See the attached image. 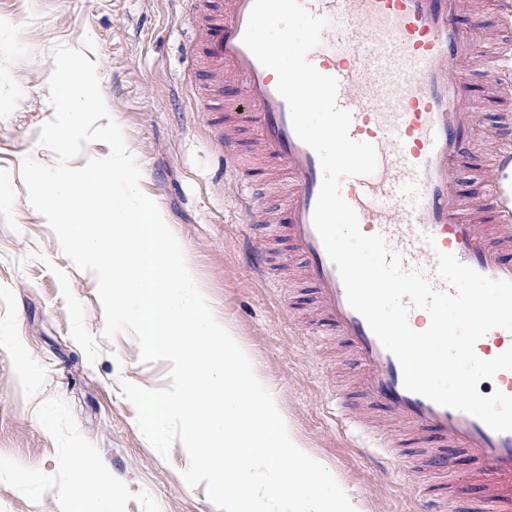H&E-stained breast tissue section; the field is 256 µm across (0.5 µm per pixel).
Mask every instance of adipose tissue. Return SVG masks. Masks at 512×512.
Segmentation results:
<instances>
[{"label": "adipose tissue", "instance_id": "ef3b65f1", "mask_svg": "<svg viewBox=\"0 0 512 512\" xmlns=\"http://www.w3.org/2000/svg\"><path fill=\"white\" fill-rule=\"evenodd\" d=\"M72 483L67 490L70 512H112V479L84 456L70 462Z\"/></svg>", "mask_w": 512, "mask_h": 512}]
</instances>
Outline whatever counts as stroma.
I'll list each match as a JSON object with an SVG mask.
<instances>
[{
	"label": "stroma",
	"mask_w": 512,
	"mask_h": 512,
	"mask_svg": "<svg viewBox=\"0 0 512 512\" xmlns=\"http://www.w3.org/2000/svg\"><path fill=\"white\" fill-rule=\"evenodd\" d=\"M492 36L483 52L512 56L502 28L512 0H485ZM196 20L188 0H0V82L13 89L0 112V512H68L62 493L70 461L80 453L112 478V512H218L204 486H188L189 456L181 443L160 455L136 424L122 386L169 387L170 362L143 363L126 332L104 339L96 276L74 266L20 177L25 158L56 162L40 146L52 119L48 82L51 50L62 44L97 65L112 119L141 171L140 186L165 217L200 290L253 359L288 425L313 455L332 468L363 512H421L426 470L402 458L381 464L380 451L348 427L339 401L353 398L358 370L343 340L315 344L304 315L314 297L307 281L278 267L252 266L268 228L245 225L237 209L240 185L264 182L258 208L282 213V186L253 169L250 132H240L239 162L226 160L205 103L202 76L192 70ZM499 109L478 102L471 156L456 171L461 189L488 180L512 184L496 171ZM26 471L37 483L19 484Z\"/></svg>",
	"instance_id": "35a3bbf8"
}]
</instances>
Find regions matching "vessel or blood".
Here are the masks:
<instances>
[{"label": "vessel or blood", "mask_w": 512, "mask_h": 512, "mask_svg": "<svg viewBox=\"0 0 512 512\" xmlns=\"http://www.w3.org/2000/svg\"><path fill=\"white\" fill-rule=\"evenodd\" d=\"M300 3L328 20L308 61L337 79V102L352 115L351 139L377 151L372 175L341 180L361 232L382 235L405 267L420 269L439 291L449 288L435 272L440 251L489 278L512 281V194L497 186L469 198L453 179L474 131L473 96L461 75L485 35L477 0ZM252 6L253 0H224L219 16L199 33L200 53L217 77L229 79L225 112L254 130L263 165L288 183L285 235L321 307L318 329L345 339L362 368L356 390L362 414L353 426L406 460L413 443L432 445L442 494L428 500L426 512H512V432L494 431L469 413L408 391L397 358L349 305L313 223L323 181L319 157L297 137L276 73L243 43ZM483 91L500 102L512 96V81L493 67ZM469 206L489 215V224L463 220ZM510 348L512 332L494 328L475 352L490 359ZM373 412L404 423L407 438L370 428L366 416Z\"/></svg>", "instance_id": "1"}]
</instances>
